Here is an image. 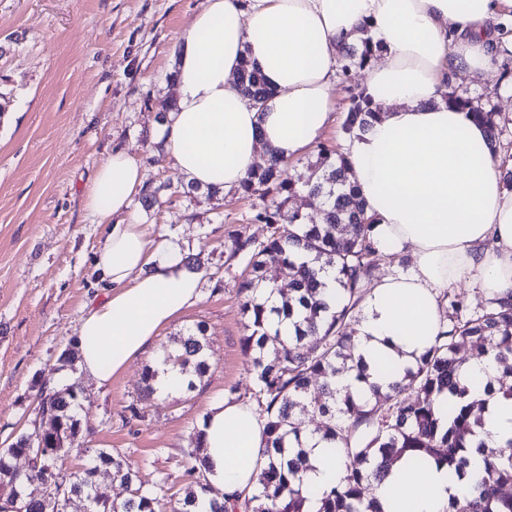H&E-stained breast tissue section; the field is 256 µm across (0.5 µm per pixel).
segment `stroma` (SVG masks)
I'll list each match as a JSON object with an SVG mask.
<instances>
[{
    "label": "stroma",
    "instance_id": "1",
    "mask_svg": "<svg viewBox=\"0 0 512 512\" xmlns=\"http://www.w3.org/2000/svg\"><path fill=\"white\" fill-rule=\"evenodd\" d=\"M203 0H0V448L32 432L44 380H78L81 431L67 469H82L86 449L125 456L135 484L166 479L174 498L189 481L182 450L212 401L253 403L250 363L241 346L246 317L237 283L246 263L228 261L237 233L264 241L258 199L237 191L186 198L171 157L154 162L157 117L174 95L179 31ZM499 80L467 78L461 91L491 113L498 162L512 161V56ZM122 149L158 189L151 209L133 203L148 237L199 255L203 296L164 329L148 352L110 384L58 370L77 349L83 317L103 301L94 256L105 237L85 207L103 160ZM204 324L209 372L193 390L146 402L143 373L175 337Z\"/></svg>",
    "mask_w": 512,
    "mask_h": 512
}]
</instances>
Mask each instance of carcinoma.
I'll return each instance as SVG.
<instances>
[{"label":"carcinoma","mask_w":512,"mask_h":512,"mask_svg":"<svg viewBox=\"0 0 512 512\" xmlns=\"http://www.w3.org/2000/svg\"><path fill=\"white\" fill-rule=\"evenodd\" d=\"M377 52L368 37L345 47L340 75L349 78L352 69L370 64ZM238 81L244 95L261 106L267 94L261 73L245 61ZM446 103L471 110L477 120H488L487 113L454 91L448 93ZM378 115L377 106L358 89L351 97L342 131L357 136ZM304 187L314 203L323 207L321 224H310L301 213L288 210L297 182L288 174L284 160L270 159L240 187L242 194L262 200L253 219L270 228L269 236L259 244L233 235L230 245V257L248 258L247 275L238 284L250 330L242 338V347L250 356L266 447L260 452L252 490L212 497L208 512H381L367 499L365 488L386 476L388 463L396 455H407L415 466L432 459L464 471L465 454L476 436L474 427L481 424L473 418L475 402L467 396L477 389L491 394L493 389L479 380H462L459 351L468 347L478 355H489L512 374V297L488 302L482 314L469 319L458 316L463 302L453 297L448 299V323L440 327L414 367L385 391L371 385L370 400L358 402L341 393L336 388L339 374L354 370L358 379L366 382L369 378L367 365L355 359L358 315L382 251L371 237L373 220L365 215L359 189L349 181L343 151L320 146L315 169ZM269 264L285 265L292 274L291 294L280 305L256 295ZM327 266L336 270L338 285L330 303L319 298V273ZM285 320L291 332L286 343L280 339ZM206 348L205 327L198 324L178 337L175 348L162 353V359L202 378L210 369ZM52 382V378L45 381L38 407L48 405L55 411L57 438L46 442V447L56 453L61 466L81 428L74 412L79 405L74 389L77 381L48 387ZM314 382L319 383L320 398L313 405L318 421L309 432L302 427L299 409ZM309 434L341 448L344 457L338 480L310 492L303 487L301 475ZM27 439L22 434L0 449V474H11V460L24 451ZM477 450L484 466L470 476V487L453 499L448 512H512V494L502 491L512 486V440L504 445L482 440ZM200 451L199 437L193 447L183 450L190 483L172 512H193L200 498L212 492ZM95 461L98 467L112 468L113 477L130 487L129 496L112 501L99 493L91 467L80 473L63 472L62 495L84 498L88 512H163L166 508L165 480L149 489L133 486L131 466L107 448L96 451ZM37 483L34 472L17 477L16 488L29 504L26 512H54L46 489L38 496L27 492V487ZM311 496L320 503L314 511L308 507Z\"/></svg>","instance_id":"carcinoma-1"}]
</instances>
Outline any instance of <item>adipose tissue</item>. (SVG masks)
Wrapping results in <instances>:
<instances>
[{
  "instance_id": "ef3b65f1",
  "label": "adipose tissue",
  "mask_w": 512,
  "mask_h": 512,
  "mask_svg": "<svg viewBox=\"0 0 512 512\" xmlns=\"http://www.w3.org/2000/svg\"><path fill=\"white\" fill-rule=\"evenodd\" d=\"M504 19L512 21V0H204L179 36L177 94L155 136L186 181L222 191L240 186L259 150L290 161L315 145L335 120L343 46L365 33L380 44L363 89L382 116L348 139L344 154L375 220L372 237L410 258L362 303L357 352L370 364L390 362V375H371L383 388L429 347L448 288L465 280L488 299L512 293V189L486 127L444 101L460 78L490 79L496 60L512 54V35L492 28ZM245 58L269 88L263 107L239 88ZM144 182L141 165L118 149L86 194L89 213L107 227L95 256L107 294L81 322L79 356L101 386L202 296L203 280L180 248L151 243L144 225L129 220ZM200 431L212 485L226 494L253 487L265 440L253 409L211 402ZM342 464L341 452L318 444L303 481L325 485ZM468 483L447 466L416 468L402 458L374 495L384 512H448Z\"/></svg>"
}]
</instances>
